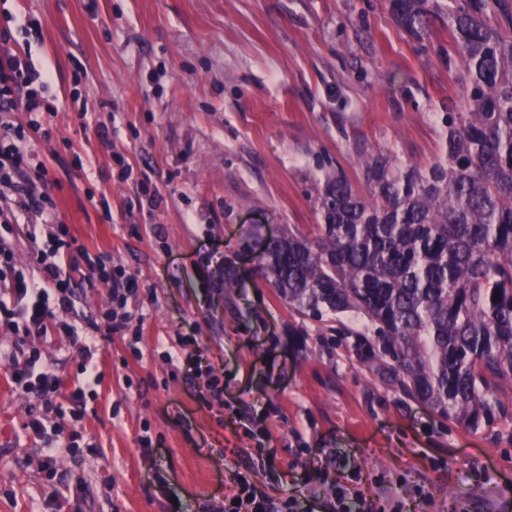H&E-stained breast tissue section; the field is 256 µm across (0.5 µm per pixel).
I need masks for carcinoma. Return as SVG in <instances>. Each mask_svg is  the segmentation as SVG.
Masks as SVG:
<instances>
[{
  "label": "carcinoma",
  "mask_w": 512,
  "mask_h": 512,
  "mask_svg": "<svg viewBox=\"0 0 512 512\" xmlns=\"http://www.w3.org/2000/svg\"><path fill=\"white\" fill-rule=\"evenodd\" d=\"M385 6L417 40L444 24L460 59L462 100L439 113L440 154L426 169L366 157V196L340 171L327 177L313 236L268 241L258 269L313 318L362 317L377 371L474 429L512 383V0Z\"/></svg>",
  "instance_id": "1"
}]
</instances>
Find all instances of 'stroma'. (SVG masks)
I'll list each match as a JSON object with an SVG mask.
<instances>
[{
    "instance_id": "stroma-1",
    "label": "stroma",
    "mask_w": 512,
    "mask_h": 512,
    "mask_svg": "<svg viewBox=\"0 0 512 512\" xmlns=\"http://www.w3.org/2000/svg\"><path fill=\"white\" fill-rule=\"evenodd\" d=\"M8 13L40 24L16 50L53 73L54 136L33 157L51 173L46 191L71 233L139 288L114 302L67 263L72 305L55 318L79 335L35 344L64 395L94 355L103 377L80 418L17 390L0 361V512H224L243 478L301 512H332L349 483L402 512H512V385L492 423L442 419L377 374L349 318L303 317L257 267L271 237L318 223L325 174L361 192L366 151L433 162L436 115L460 91L446 29L417 42L383 0H0ZM55 231L0 224V241L23 267ZM110 310L142 341L87 352ZM180 336L222 402L162 358ZM32 416L63 444L53 469L24 428Z\"/></svg>"
}]
</instances>
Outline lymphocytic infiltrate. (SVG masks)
Returning a JSON list of instances; mask_svg holds the SVG:
<instances>
[{
	"label": "lymphocytic infiltrate",
	"mask_w": 512,
	"mask_h": 512,
	"mask_svg": "<svg viewBox=\"0 0 512 512\" xmlns=\"http://www.w3.org/2000/svg\"><path fill=\"white\" fill-rule=\"evenodd\" d=\"M13 39L10 28L0 29V184L13 195L12 207L0 208V223L17 224L45 216L55 220L59 217L58 204L40 190L49 181V171L45 165L32 162L33 136H52L40 121L43 112L50 109L44 93L51 74L37 71L28 60L11 52ZM15 111L28 113V128L10 122L9 116ZM66 255L79 256L89 276L110 282L113 300L123 303L134 293L131 276L113 272L103 252H90L69 231L35 248L28 272L18 269L12 249L0 244V323L14 336V351L7 357L11 382L38 394L61 415L84 407L86 387L99 384L103 376L98 364H82V386L76 387L65 402H58V377L53 368L42 364L39 350L30 345L31 337H47L53 309L64 311L71 304L69 281L60 265Z\"/></svg>",
	"instance_id": "obj_1"
}]
</instances>
